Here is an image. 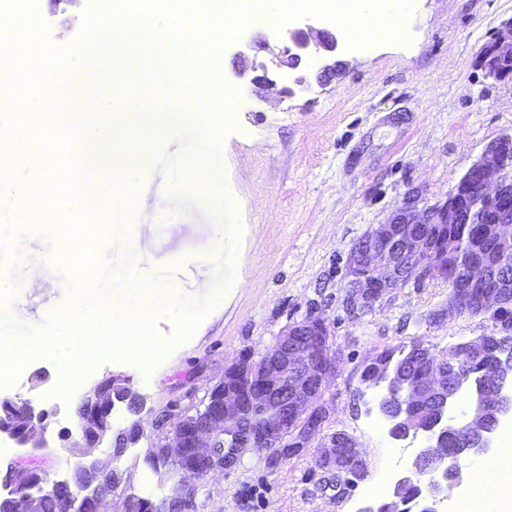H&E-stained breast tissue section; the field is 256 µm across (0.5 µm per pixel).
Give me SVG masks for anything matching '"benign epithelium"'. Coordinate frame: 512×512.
<instances>
[{
  "mask_svg": "<svg viewBox=\"0 0 512 512\" xmlns=\"http://www.w3.org/2000/svg\"><path fill=\"white\" fill-rule=\"evenodd\" d=\"M340 34L337 30L315 28L308 25L288 33V43L272 54L270 63L259 64L262 75L252 79L255 84H271L268 65L278 69L296 70L305 66L316 74L319 83H325L336 75L338 62L327 64L323 53L338 50ZM512 65V22L491 41L490 48L479 54V66L487 76L500 79L503 69ZM512 198V134L501 135L486 144L479 156L457 180L448 197L436 204L418 208L409 202L398 209L384 224H377L367 231L363 248L350 250L346 260V277L351 298L365 311H371L389 292L410 281L418 282L436 278L448 283L454 294L448 300V315H458L466 310L465 295L468 289L487 281L488 269L480 260H462L423 237L404 238L399 228L425 224H492L496 245L512 248V221L504 218L490 220L494 205ZM508 302L506 292H481L477 308L473 312L491 320L493 334L464 342L442 358L427 351L431 366L423 385H413L398 379L388 367L378 369L377 383L387 386L389 396L378 403L380 412L394 420L393 437L406 440L429 429L415 416L419 403L432 393L439 398L438 415L448 418V435L455 448L442 447L445 434L427 440L418 448L411 468L397 479L394 491L411 477L431 472L432 482L423 497L419 512H439L438 506L448 499V491L461 485L468 472L461 461L487 453L495 439L498 427L505 418H512V374L504 365L512 366V348L501 346L500 356L493 369L484 372L486 384L477 388L471 403L459 409L461 395L471 388L472 372L467 365L482 359L498 336L512 333V323L498 320V312ZM328 330L323 320L309 317L294 323L282 331L276 344L262 356L257 367L246 359L232 363L224 376L211 391L204 411L196 415L173 418L166 411L153 418L158 429L170 428L171 442L164 445L167 457L181 463V480L176 509L178 512H197L198 484L194 479L215 471L236 468L244 451L260 444L268 445L275 455L269 458L273 465L280 463L288 451L309 447L320 431L324 410L318 400L326 381L336 371V357L326 336ZM294 371L299 379L292 387L286 407L279 403L276 392L288 381V373ZM233 376H250L258 381V389L252 393V404L264 410L265 421L258 430L244 424V401L226 380ZM82 403L85 408L109 419L114 426L112 412L115 404L94 389L87 392ZM28 426L15 428L0 425V432L9 434L22 445L43 447L37 437V426L44 420V413L35 412L31 402L25 401ZM80 436L77 448H97L104 435L98 431H86V422L77 415L75 431L67 432V438ZM319 455L330 461L326 473H344L356 480L364 478L361 470L364 459L360 448L342 431L328 437L321 444ZM451 458L453 466L437 469L436 462ZM76 486L67 480H54L52 485L66 492L64 512H100V507L114 493L115 487L105 485L102 476L104 466L91 460L78 467Z\"/></svg>",
  "mask_w": 512,
  "mask_h": 512,
  "instance_id": "1",
  "label": "benign epithelium"
}]
</instances>
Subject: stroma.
<instances>
[{
    "label": "stroma",
    "instance_id": "stroma-1",
    "mask_svg": "<svg viewBox=\"0 0 512 512\" xmlns=\"http://www.w3.org/2000/svg\"><path fill=\"white\" fill-rule=\"evenodd\" d=\"M86 9L85 0H73L65 13L51 14L48 40L72 45ZM510 21L512 0H415L409 42L341 45L330 84L298 86L288 76L284 83L294 92L284 97L251 83L253 43L276 42L280 33L250 20L218 56L224 83L241 98L220 141L218 165L231 193L224 217L213 215L210 196L181 203L169 166L184 162L185 135H166L138 177L132 209L105 216L108 235L98 249L101 265L114 275L127 259L138 275L161 271L185 304L211 295L216 303L193 335L148 373L104 358L60 396L52 357H32L14 381L0 382V398L30 399L47 410L45 445L24 447L0 433L11 458L73 478L81 451L63 435L84 394L104 377L121 375L143 408L135 417L120 403L114 416L121 427L139 419L140 437L119 460H112L107 439L95 456L117 466L127 490L157 492L158 476L144 461L148 449L165 442L153 414H194L225 366L259 360L288 325L315 315L326 322L337 360L322 397L327 415L320 435L352 437L364 453L366 477L340 494L326 487L319 440L274 468L250 450L236 469L201 479L199 512H357L377 485L390 497L393 486L381 475L405 471L403 453L415 441L390 438L387 422L368 410L378 392L362 383L364 367L383 350L418 340L442 354L489 335L491 326L481 316H445L448 284L441 280L409 282L374 311L354 313L346 258L407 197L428 204L444 199L488 142L512 133V78L487 77L478 64L481 48ZM0 220L12 227L15 296L8 309L17 319L38 328L51 312L86 305L51 260L62 244L56 231L21 219L11 195L0 200ZM32 260L45 267L34 283Z\"/></svg>",
    "mask_w": 512,
    "mask_h": 512
}]
</instances>
